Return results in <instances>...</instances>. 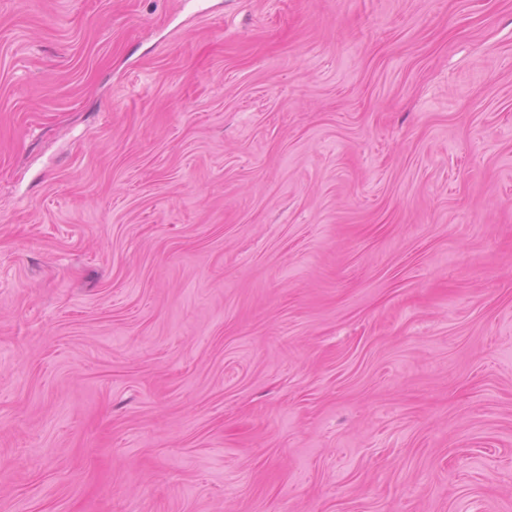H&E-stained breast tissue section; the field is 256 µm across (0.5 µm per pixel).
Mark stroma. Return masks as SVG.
<instances>
[{"instance_id":"35a3bbf8","label":"stroma","mask_w":512,"mask_h":512,"mask_svg":"<svg viewBox=\"0 0 512 512\" xmlns=\"http://www.w3.org/2000/svg\"><path fill=\"white\" fill-rule=\"evenodd\" d=\"M0 512H512V0H0Z\"/></svg>"}]
</instances>
